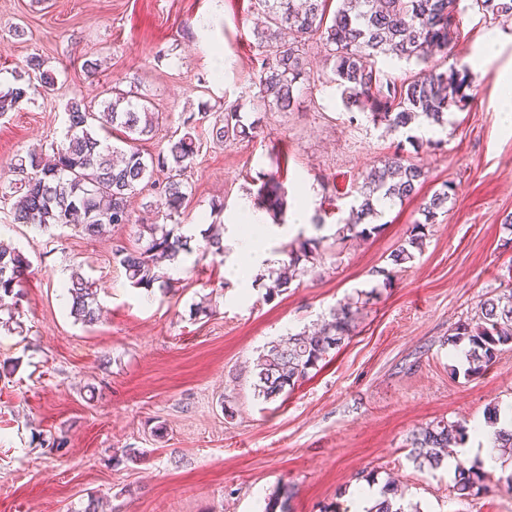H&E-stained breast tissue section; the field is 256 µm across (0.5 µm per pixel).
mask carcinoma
<instances>
[{"label": "carcinoma", "mask_w": 512, "mask_h": 512, "mask_svg": "<svg viewBox=\"0 0 512 512\" xmlns=\"http://www.w3.org/2000/svg\"><path fill=\"white\" fill-rule=\"evenodd\" d=\"M328 0H255L265 15V25L256 31L261 59L254 77L257 98L280 112H290L297 101L298 84L310 80L306 69L305 40L318 37L325 57L333 62L332 81L341 89L345 106L361 104L368 108L371 120L391 131L412 130L415 123H445L444 115L453 103L469 99L467 70L444 68L430 60L437 49L448 54L457 32V0H338L332 18H326ZM481 10L495 17L512 18V0H475ZM380 56L415 61L417 70L397 82L377 67ZM56 76L44 68L37 55L30 56L25 67L14 71L13 83L0 90V116L15 111L33 95L46 96L53 91ZM99 111L82 98L73 97L65 105L64 139L50 145L52 159L36 153L20 157L14 170L19 181H0V196H18L13 205L15 224H29L41 232L69 228L90 238L101 236L114 225L132 223L128 198L144 184L153 185L159 197L158 215L162 222L147 224L146 245L135 249L120 246L115 259L134 288L151 290L166 286V263L181 262L190 255L191 237L176 233L177 217L188 202V183L183 175L199 155L201 143L195 135V113L183 120L184 131L169 141L167 149L144 155L136 143L152 138L159 125V114L146 100L131 91L113 88L98 102ZM119 131L130 150L115 162L118 148L100 138L96 129ZM258 124L246 125L235 107L224 110L221 125H213L216 140L245 139L256 133ZM258 199L266 209L283 213V183L271 174L261 175ZM425 180L423 166L404 156L397 148L382 166L374 168L357 187L349 219L337 233L369 236L377 231L372 220L386 204L403 202L418 193ZM452 186L442 185L422 203L424 221L416 222L404 245L391 254V264L399 267L412 261L414 251H422L424 229L435 222L438 211L448 203ZM288 250V261L271 283L264 285L266 298L286 291L293 278L316 264L315 239H297ZM201 254H224L223 237L205 236ZM29 260L22 252L0 246V308L19 304L21 283ZM70 316L91 325L99 318L97 289L78 272L65 285ZM360 307L347 302L334 309L331 319L316 334H290L271 343L259 360L255 390L264 400H273L295 388L316 368L330 350L351 336ZM512 343V289L485 298L477 320L456 323L448 343L464 346L467 371L478 373L496 359L498 346ZM489 422L496 426L493 447L512 460V429L499 425L498 408L489 409ZM461 423L438 421L418 430L410 438L411 456L418 468L437 469L448 458V448L466 438ZM489 473L458 464L456 491L460 497L478 494L486 487ZM399 490L389 485L384 498L370 512H401L393 508ZM289 491L282 487L267 499L265 512H286Z\"/></svg>", "instance_id": "carcinoma-1"}]
</instances>
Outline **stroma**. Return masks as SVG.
<instances>
[{"label": "stroma", "instance_id": "stroma-1", "mask_svg": "<svg viewBox=\"0 0 512 512\" xmlns=\"http://www.w3.org/2000/svg\"><path fill=\"white\" fill-rule=\"evenodd\" d=\"M457 9L447 62L467 68L470 97L449 107L445 126L414 129V159L428 173L418 194L384 208L370 237L341 241L353 187L407 135L347 109L332 83L304 85L294 111L261 110L254 0H0V88L34 54L57 76L52 95L0 117V179H13L18 157L62 141L68 99L97 102L116 87L163 116L141 144L148 153L165 149L203 103L212 116L235 106L262 124L257 137L224 143L210 120L197 126L202 149L181 217L194 245L209 225L234 229L262 173H281L284 217L308 196L324 222L266 239L280 260L297 236L320 241L314 273L273 298L233 279L240 258L229 250L186 258L168 290L146 291L130 286L113 252L137 246L149 197L132 196L133 223L97 238L13 223L1 200L0 243L30 266L15 313H0V512H83L92 500L103 512H263L265 495L282 486L293 491L289 512H350L356 487L391 480L404 512H512V492L497 484L511 462L492 467L488 490L462 498L454 474L416 467L408 443L428 424L467 425L512 406V343L478 374L448 353L451 328L476 317L487 293L512 286V130L499 98L512 20L473 0ZM492 37L497 57L474 65ZM204 39L221 49L222 74L200 50ZM445 183L451 197L421 254L392 267L421 203ZM76 267L97 288L101 316L91 325L69 315L64 286ZM360 290L371 298L339 349L293 390L258 397L255 365L270 342L317 328ZM196 303L212 315L194 316ZM50 436L64 447H42Z\"/></svg>", "mask_w": 512, "mask_h": 512}]
</instances>
